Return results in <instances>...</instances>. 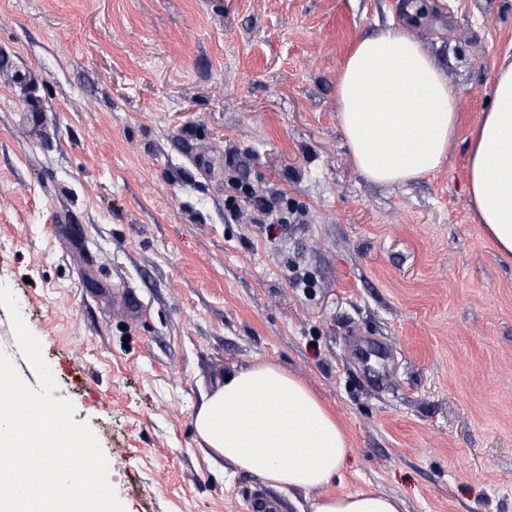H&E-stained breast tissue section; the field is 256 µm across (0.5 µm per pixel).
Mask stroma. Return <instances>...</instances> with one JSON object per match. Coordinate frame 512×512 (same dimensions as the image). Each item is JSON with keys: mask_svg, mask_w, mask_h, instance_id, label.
Instances as JSON below:
<instances>
[{"mask_svg": "<svg viewBox=\"0 0 512 512\" xmlns=\"http://www.w3.org/2000/svg\"><path fill=\"white\" fill-rule=\"evenodd\" d=\"M409 0H0V283L110 463L125 512L268 491L197 437L226 372L275 362L353 443L334 493L512 512V257L469 207V132L512 0H425L460 93L436 172L377 184L339 126L354 43ZM236 167L296 224L230 217Z\"/></svg>", "mask_w": 512, "mask_h": 512, "instance_id": "obj_1", "label": "stroma"}]
</instances>
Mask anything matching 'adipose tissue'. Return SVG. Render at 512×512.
<instances>
[{"label":"adipose tissue","instance_id":"ef3b65f1","mask_svg":"<svg viewBox=\"0 0 512 512\" xmlns=\"http://www.w3.org/2000/svg\"><path fill=\"white\" fill-rule=\"evenodd\" d=\"M339 125L359 172L405 183L443 164L460 124L459 93L409 25L358 41L336 83ZM467 195L499 253L512 257V62L497 72L492 105L472 130ZM214 454L277 489L303 490L307 512H402L395 495L330 493L353 452L322 399L274 362L232 370L192 413Z\"/></svg>","mask_w":512,"mask_h":512}]
</instances>
